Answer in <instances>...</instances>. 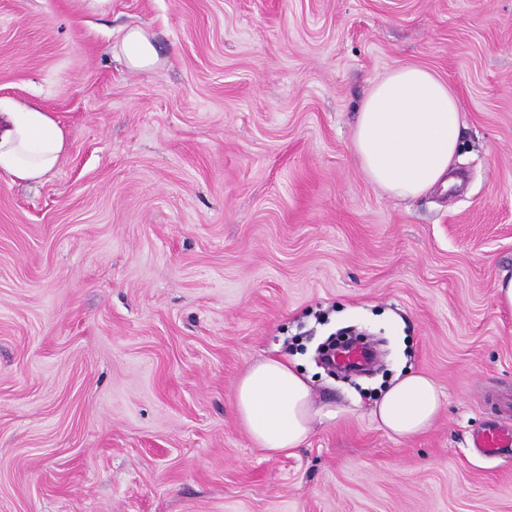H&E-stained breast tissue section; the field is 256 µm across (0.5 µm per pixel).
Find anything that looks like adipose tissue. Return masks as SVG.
I'll return each mask as SVG.
<instances>
[{
	"instance_id": "adipose-tissue-1",
	"label": "adipose tissue",
	"mask_w": 512,
	"mask_h": 512,
	"mask_svg": "<svg viewBox=\"0 0 512 512\" xmlns=\"http://www.w3.org/2000/svg\"><path fill=\"white\" fill-rule=\"evenodd\" d=\"M462 108L448 84L420 67L395 70L378 82L356 114L354 153L366 179L398 198H414L451 181L460 150ZM65 136L43 108L0 102V177L38 182L53 173ZM442 404L424 374L399 372L373 409L378 425L407 440L427 432ZM238 421L256 447L277 455L307 441L314 423L346 417L347 407L317 405L309 378L281 357L251 362L234 390Z\"/></svg>"
}]
</instances>
